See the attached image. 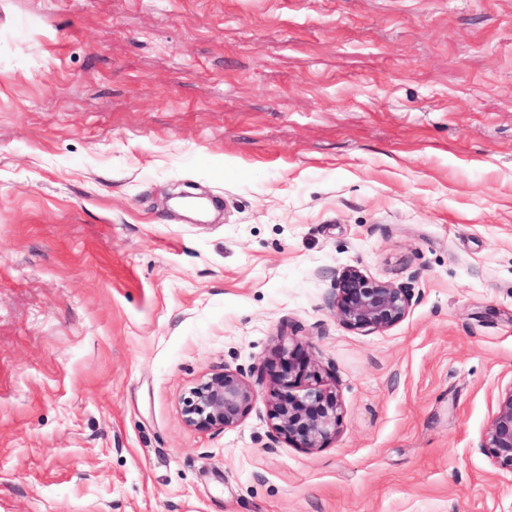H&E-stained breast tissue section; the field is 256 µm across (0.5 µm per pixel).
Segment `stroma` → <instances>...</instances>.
<instances>
[{
	"mask_svg": "<svg viewBox=\"0 0 512 512\" xmlns=\"http://www.w3.org/2000/svg\"><path fill=\"white\" fill-rule=\"evenodd\" d=\"M347 266L408 316L342 325ZM227 367L249 414L186 424ZM511 384L512 0H0V512H512ZM270 365L269 419L276 434L298 448L313 450L335 438L341 402L333 384H325L317 362L298 341L288 338ZM257 394L241 371L224 368L190 389L183 399L184 421L200 430L234 427L246 417ZM480 447L500 469L512 472V384L501 391Z\"/></svg>",
	"mask_w": 512,
	"mask_h": 512,
	"instance_id": "1",
	"label": "stroma"
}]
</instances>
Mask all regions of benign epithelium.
I'll use <instances>...</instances> for the list:
<instances>
[{"label": "benign epithelium", "mask_w": 512, "mask_h": 512, "mask_svg": "<svg viewBox=\"0 0 512 512\" xmlns=\"http://www.w3.org/2000/svg\"><path fill=\"white\" fill-rule=\"evenodd\" d=\"M333 306L346 327L389 329L408 315L413 288L373 279L357 267L336 272ZM257 398L253 383L240 371L224 368L191 388L183 399L184 421L197 429L230 428L248 414ZM269 419L276 434L299 448L313 450L335 438L341 425L336 386L326 384L317 362L302 344L281 342L270 365ZM480 448L500 469L512 472V384L501 391Z\"/></svg>", "instance_id": "1"}]
</instances>
